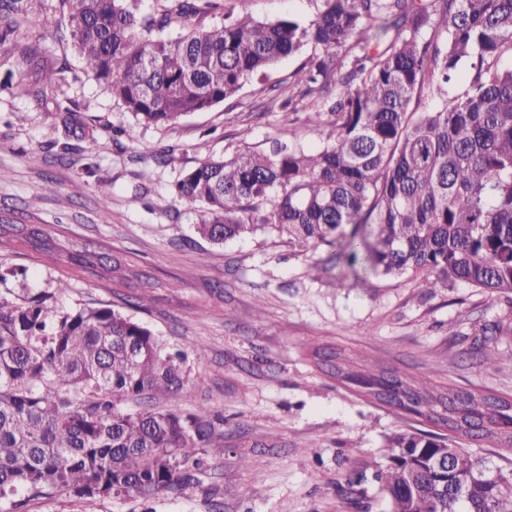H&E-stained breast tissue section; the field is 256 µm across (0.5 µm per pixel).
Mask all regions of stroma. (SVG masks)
<instances>
[{
    "mask_svg": "<svg viewBox=\"0 0 512 512\" xmlns=\"http://www.w3.org/2000/svg\"><path fill=\"white\" fill-rule=\"evenodd\" d=\"M58 0H29L24 24L0 20V210L72 250L110 254L111 279L66 268L37 250L0 247V299L53 296L50 316L108 306L145 324L181 354L188 383L146 406L209 409L224 447L201 453L180 494L80 498L65 491L27 500L24 512H389L373 474L389 440L417 429L414 417L365 401L315 364L314 349L341 346L439 384L512 394V294L492 299L456 282L427 293L412 276L342 286L329 248L301 251L271 233L214 245L195 232L198 208L174 201L183 171L215 156L264 152L274 138L313 147L322 130L288 113V76L307 59L287 58L235 98L166 128L136 123L88 72L70 40L37 21ZM260 20L308 22L314 0H235ZM40 36L42 62L64 79L42 95L24 61ZM73 109L97 129L69 136ZM170 151L169 161L160 152ZM500 326L485 345L494 365L470 354L469 336Z\"/></svg>",
    "mask_w": 512,
    "mask_h": 512,
    "instance_id": "obj_1",
    "label": "stroma"
}]
</instances>
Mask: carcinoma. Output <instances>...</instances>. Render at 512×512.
Wrapping results in <instances>:
<instances>
[{"label":"carcinoma","instance_id":"carcinoma-1","mask_svg":"<svg viewBox=\"0 0 512 512\" xmlns=\"http://www.w3.org/2000/svg\"><path fill=\"white\" fill-rule=\"evenodd\" d=\"M86 68L136 121L165 127L235 97L250 78L309 48L291 75L309 121L328 129L306 149L276 140L263 153L212 158L172 187L200 208L196 232L213 244L274 233L300 248L329 246L353 277L411 275L434 291L464 282L512 293V0H315L308 23L260 21L231 0H60ZM26 0H0V18ZM220 18L207 30L203 15ZM178 22L182 31L173 37ZM38 82L61 71L26 50ZM463 90L448 97L463 66ZM65 131L95 129L75 112ZM39 249L76 273L112 272V258L63 254L42 231L0 217V245ZM50 297L0 301V501L31 497L178 493L195 479L198 448H219L209 412L128 409L149 392L178 394L176 356L143 323L110 307L62 313ZM312 356L368 401L425 421L400 433L374 478L390 512H512V472L463 447L490 441L512 454V397L440 385L342 349ZM418 493L406 495L407 476Z\"/></svg>","mask_w":512,"mask_h":512}]
</instances>
